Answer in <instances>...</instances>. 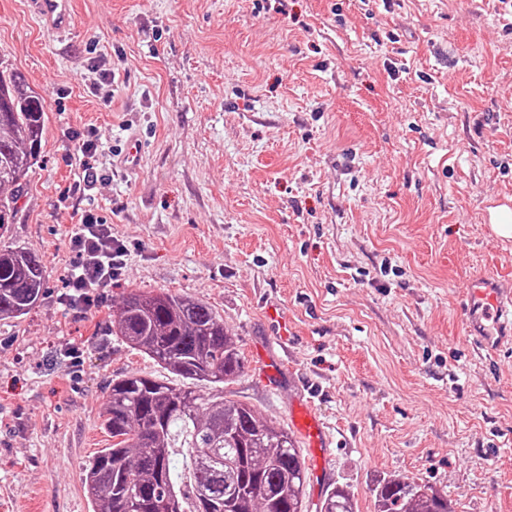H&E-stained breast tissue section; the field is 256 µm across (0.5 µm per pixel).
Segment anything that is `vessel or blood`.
<instances>
[{"mask_svg":"<svg viewBox=\"0 0 512 512\" xmlns=\"http://www.w3.org/2000/svg\"><path fill=\"white\" fill-rule=\"evenodd\" d=\"M29 3L48 32L62 37L72 34V0H29ZM142 150L140 137L129 135L116 160L117 167L127 173L137 172ZM465 298V321L470 336L486 358H497L505 344L512 343V289L498 287L487 279H473L466 285ZM292 423L298 438L312 452L318 474H325L331 436L312 400H296L292 406Z\"/></svg>","mask_w":512,"mask_h":512,"instance_id":"1","label":"vessel or blood"}]
</instances>
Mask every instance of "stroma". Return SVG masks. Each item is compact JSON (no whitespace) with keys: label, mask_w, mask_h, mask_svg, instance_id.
<instances>
[{"label":"stroma","mask_w":512,"mask_h":512,"mask_svg":"<svg viewBox=\"0 0 512 512\" xmlns=\"http://www.w3.org/2000/svg\"><path fill=\"white\" fill-rule=\"evenodd\" d=\"M43 30L0 0V58L44 99L46 133L0 246L46 265L32 311L0 321V512H92L101 413L137 373L209 396L109 333L129 291L210 306L245 357L226 399L289 427L309 392L333 434L328 485L375 512L395 474L454 512H512V350L484 359L461 306L512 267V0H74ZM140 170L114 161L128 134ZM98 144L89 199L70 187ZM90 209L127 249L86 311L66 310L69 234ZM277 301L279 336L264 312ZM82 351L80 365L64 355ZM281 360L280 380L260 358Z\"/></svg>","instance_id":"obj_1"}]
</instances>
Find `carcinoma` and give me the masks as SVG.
<instances>
[{
    "mask_svg": "<svg viewBox=\"0 0 512 512\" xmlns=\"http://www.w3.org/2000/svg\"><path fill=\"white\" fill-rule=\"evenodd\" d=\"M44 99L26 79L0 67V233L38 162ZM46 285L41 257L0 248V320L27 315ZM111 333L184 379L224 384L245 359L224 320L207 304L169 292L132 291L112 315ZM102 426L112 445L86 468L93 512H307L306 470L290 432L250 407L207 397L152 378L112 380ZM184 449L187 474L176 466ZM375 512H454L426 484L385 477L372 489ZM321 512H358L344 484L326 490Z\"/></svg>",
    "mask_w": 512,
    "mask_h": 512,
    "instance_id": "1",
    "label": "carcinoma"
}]
</instances>
